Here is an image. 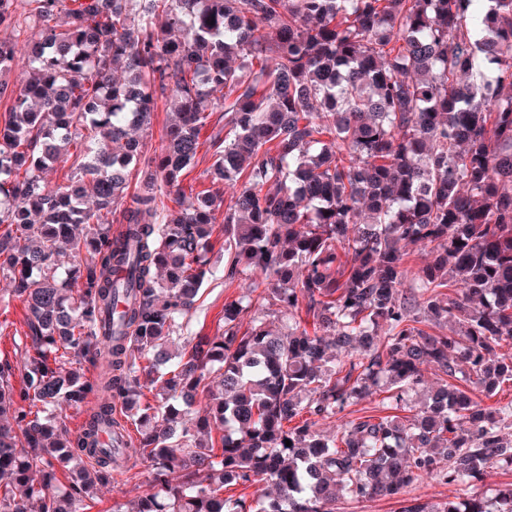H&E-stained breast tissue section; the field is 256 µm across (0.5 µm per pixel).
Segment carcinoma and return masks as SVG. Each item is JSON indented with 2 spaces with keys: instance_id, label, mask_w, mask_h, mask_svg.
I'll use <instances>...</instances> for the list:
<instances>
[{
  "instance_id": "cac0c4a2",
  "label": "carcinoma",
  "mask_w": 512,
  "mask_h": 512,
  "mask_svg": "<svg viewBox=\"0 0 512 512\" xmlns=\"http://www.w3.org/2000/svg\"><path fill=\"white\" fill-rule=\"evenodd\" d=\"M28 5L31 75L0 115V276L31 339L20 386L0 361V512H80L122 475L98 440L124 443L118 403L152 475L128 512H512V482L475 491L512 467V401L471 396L512 381V0ZM16 54L0 40V73ZM163 100L167 145L130 194L132 131ZM209 125V187L187 197ZM218 231L247 292L173 354ZM69 248L89 260L61 269ZM428 363L442 384L417 403ZM382 389L395 413L314 429ZM62 405L85 408L73 436ZM432 476L453 498L407 497ZM262 481L276 497H224ZM338 512H399L400 505L391 499L351 500L342 497L337 503Z\"/></svg>"
}]
</instances>
